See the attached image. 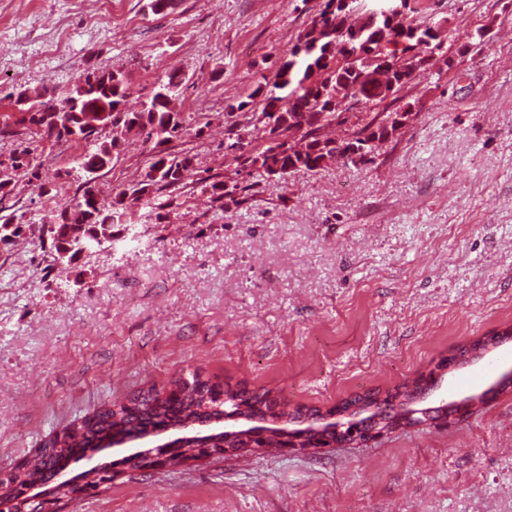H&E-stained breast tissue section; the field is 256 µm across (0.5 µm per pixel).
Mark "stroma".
I'll use <instances>...</instances> for the list:
<instances>
[{"mask_svg":"<svg viewBox=\"0 0 512 512\" xmlns=\"http://www.w3.org/2000/svg\"><path fill=\"white\" fill-rule=\"evenodd\" d=\"M325 0H0V114L12 93L62 97L89 68L122 70L139 107L170 75L193 155L167 217L131 205L113 243L53 262L49 223L81 180L85 143L0 124V161L25 149L50 194L24 178L8 199L32 231L0 243V473L105 407L196 377L288 407L325 408L411 380L467 341L512 327V0H411L450 37L379 111L414 116L368 165L211 197L200 178L247 185L226 151L241 108ZM490 40L466 47L479 27ZM64 40L61 54L46 44ZM151 142L129 134L98 187L130 188ZM512 363V341L445 376L477 394ZM154 438L100 452L112 481L76 512H512V390L446 428L393 431L314 453L262 452L133 471Z\"/></svg>","mask_w":512,"mask_h":512,"instance_id":"35a3bbf8","label":"stroma"}]
</instances>
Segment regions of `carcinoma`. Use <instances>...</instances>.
Returning a JSON list of instances; mask_svg holds the SVG:
<instances>
[{"label":"carcinoma","mask_w":512,"mask_h":512,"mask_svg":"<svg viewBox=\"0 0 512 512\" xmlns=\"http://www.w3.org/2000/svg\"><path fill=\"white\" fill-rule=\"evenodd\" d=\"M411 0H403V9L388 15L361 12V22L350 21L354 10L336 14L335 0H326L319 18L286 52L274 74L272 85L259 83L248 95L259 101L261 111L252 113L250 123L261 126L266 146L246 157L241 165L248 176L283 178L295 172L315 173L327 161L351 163V153L362 148L377 153L379 148L405 124V111L344 112L348 99L358 98L361 107L382 102L411 84L428 60L442 50L444 34L426 20L403 22L413 11ZM351 43L356 59L342 65L328 51L336 43ZM181 80L175 76L159 87L150 100L136 110L127 107L129 88L120 71L91 70L61 99L46 94L29 95L20 91L13 104L19 122L31 130L57 141L94 142L97 147L79 162L84 181L81 194L69 207L54 216V261L72 262L81 246L101 247L112 242V226L129 224L126 199L140 202L163 219L164 205L155 203V194L176 190L184 174L193 165L190 153L174 155L166 144L185 129L183 113L171 107V87ZM345 128L346 136L336 140L323 133L326 126ZM154 143L150 162L130 191L121 192L106 202L96 189L98 173L112 164L113 156L132 131ZM108 132L111 137L102 139ZM0 179V242L21 236V223L3 201L12 193L13 177L23 175L28 182L41 183L40 168L22 151L9 158ZM221 200L232 197L240 187H227L222 181L205 185ZM250 189L246 185L240 188ZM223 387L196 378L178 386V393L150 392L135 398L136 405L120 410L105 409L85 418L62 437L49 440L54 450L38 453L29 460L28 477L45 482L64 470L70 462H79L86 451L110 448L127 437L144 436L155 429H176L188 423L206 422L224 414ZM257 405L259 419L276 415L277 403L268 393L249 392Z\"/></svg>","instance_id":"1"}]
</instances>
